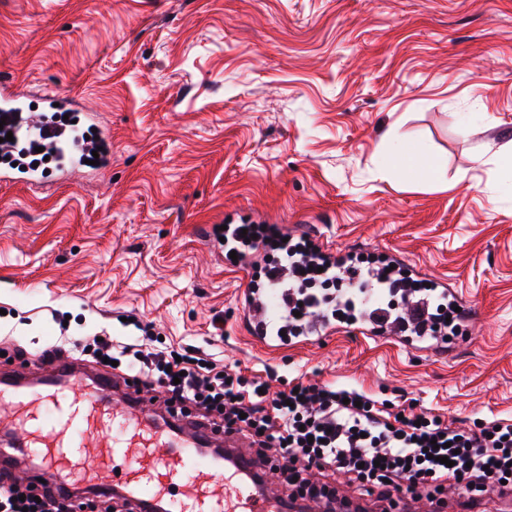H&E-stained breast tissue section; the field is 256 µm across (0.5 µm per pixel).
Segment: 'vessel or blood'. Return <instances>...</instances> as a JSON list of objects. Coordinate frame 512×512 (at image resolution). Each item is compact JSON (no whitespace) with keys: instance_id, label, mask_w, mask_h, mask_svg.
I'll return each instance as SVG.
<instances>
[{"instance_id":"1","label":"vessel or blood","mask_w":512,"mask_h":512,"mask_svg":"<svg viewBox=\"0 0 512 512\" xmlns=\"http://www.w3.org/2000/svg\"><path fill=\"white\" fill-rule=\"evenodd\" d=\"M0 117L35 130L40 143L58 142L59 129L24 115L20 95L6 81L0 83ZM287 306V295L265 298L246 290L243 308L251 336L272 341ZM0 406L17 429L0 442V462L35 458L30 483L42 479L69 488L80 480L123 491L163 512H282V504L258 483L239 434H204L210 444L232 450L233 462L225 463L209 447L145 418L139 387L121 383L107 370L88 376L57 369L34 385L0 386Z\"/></svg>"}]
</instances>
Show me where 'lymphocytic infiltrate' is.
Returning <instances> with one entry per match:
<instances>
[{
  "label": "lymphocytic infiltrate",
  "mask_w": 512,
  "mask_h": 512,
  "mask_svg": "<svg viewBox=\"0 0 512 512\" xmlns=\"http://www.w3.org/2000/svg\"><path fill=\"white\" fill-rule=\"evenodd\" d=\"M226 244L255 251L285 252L288 290L292 294L282 329L296 336L304 330L302 316L315 305L343 314L332 298L308 290L319 268L329 265L309 239L292 243L265 224L234 227L224 232ZM367 282L396 283L402 302H415L418 316L395 315L396 328L421 339L445 342L465 335L466 312L436 301L403 267L387 262L364 269ZM96 365L114 361L118 376L133 374L146 386L162 391L170 416L190 418L193 425L227 429L244 437L264 470L277 474L283 488L295 487L304 500L336 507L335 474L348 476L360 496L394 501L407 492L438 501L454 486L466 503L512 496V420L495 419L477 432H465L453 421L403 409L386 411L355 388L324 383H294L276 397L263 393V381L246 378L240 369L217 363L196 350L178 352L157 345L145 347L104 337L95 342ZM453 458V466L441 457ZM84 501L70 490H34L9 470H0V512H83Z\"/></svg>",
  "instance_id": "obj_1"
}]
</instances>
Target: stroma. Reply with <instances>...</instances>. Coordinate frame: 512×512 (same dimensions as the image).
Wrapping results in <instances>:
<instances>
[{"label":"stroma","instance_id":"obj_1","mask_svg":"<svg viewBox=\"0 0 512 512\" xmlns=\"http://www.w3.org/2000/svg\"><path fill=\"white\" fill-rule=\"evenodd\" d=\"M0 78L74 97L111 145L38 191L0 180V376L38 373L14 346L142 322L275 392L512 419V0H0ZM229 217L398 253L480 314L445 353L346 325L257 347L241 291L262 272L210 241Z\"/></svg>","mask_w":512,"mask_h":512}]
</instances>
